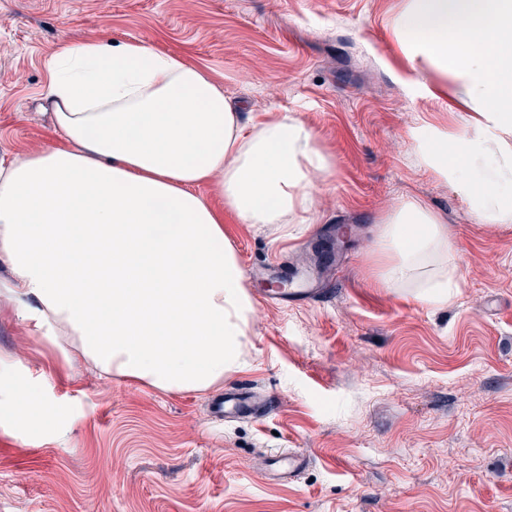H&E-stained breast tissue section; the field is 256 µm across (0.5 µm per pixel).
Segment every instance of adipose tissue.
Masks as SVG:
<instances>
[{"mask_svg":"<svg viewBox=\"0 0 512 512\" xmlns=\"http://www.w3.org/2000/svg\"><path fill=\"white\" fill-rule=\"evenodd\" d=\"M50 71L43 99L68 148L0 163V258L21 318L103 373L163 392L221 386L254 312L224 213L295 223L328 157L296 119L245 123L201 69L140 41L67 43ZM378 238L381 287L448 306L456 268L436 214L405 202ZM54 411L0 356V413Z\"/></svg>","mask_w":512,"mask_h":512,"instance_id":"adipose-tissue-1","label":"adipose tissue"}]
</instances>
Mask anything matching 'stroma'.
I'll return each instance as SVG.
<instances>
[{"instance_id": "obj_1", "label": "stroma", "mask_w": 512, "mask_h": 512, "mask_svg": "<svg viewBox=\"0 0 512 512\" xmlns=\"http://www.w3.org/2000/svg\"><path fill=\"white\" fill-rule=\"evenodd\" d=\"M410 0H0V160L65 147L42 91L62 42L142 40L200 67L245 122L286 114L332 162L301 232L224 215L254 297L225 389L271 395L262 419L213 420L212 392H161L65 357L0 294V356L55 406L0 420V512H512V225L419 161L416 130L472 132L460 78L399 29ZM448 226V308L383 288L380 220L404 202ZM325 292L266 305L265 279ZM280 448L311 457L267 478Z\"/></svg>"}]
</instances>
